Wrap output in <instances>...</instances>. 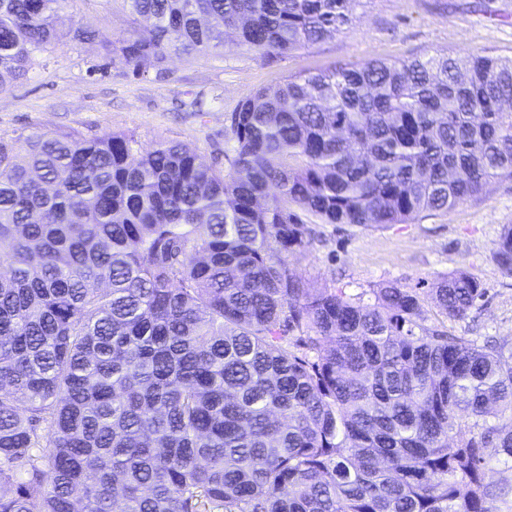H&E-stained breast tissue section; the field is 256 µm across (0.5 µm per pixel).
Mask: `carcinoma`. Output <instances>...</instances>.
I'll return each instance as SVG.
<instances>
[{
  "label": "carcinoma",
  "instance_id": "obj_1",
  "mask_svg": "<svg viewBox=\"0 0 512 512\" xmlns=\"http://www.w3.org/2000/svg\"><path fill=\"white\" fill-rule=\"evenodd\" d=\"M147 63L273 59L360 0H123ZM65 0H0V90ZM224 162L129 133L0 140V512H512V344L448 332L485 296L314 288L322 224H403L512 178V59L437 52L290 76L228 117ZM493 260L512 275V224ZM470 424L462 427V420Z\"/></svg>",
  "mask_w": 512,
  "mask_h": 512
}]
</instances>
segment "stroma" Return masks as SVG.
<instances>
[{
	"instance_id": "stroma-1",
	"label": "stroma",
	"mask_w": 512,
	"mask_h": 512,
	"mask_svg": "<svg viewBox=\"0 0 512 512\" xmlns=\"http://www.w3.org/2000/svg\"><path fill=\"white\" fill-rule=\"evenodd\" d=\"M471 0H361L356 21L332 39L270 61L244 47L172 57L133 76L104 50L128 34L122 0H66L65 16L96 33L92 42L64 40L46 64L0 92V139L76 129L131 132L140 149L173 139L212 162L230 138L227 117L261 88L288 76L371 59L407 60L438 51H491L512 58V0L499 15L471 11ZM210 101L208 112L193 102ZM512 224V180L437 216L405 224H320L306 253L288 257L291 272L318 286L357 294L391 281L427 293L437 277L464 270L487 290L468 316L450 323L457 336L512 342V276L492 253L502 225Z\"/></svg>"
}]
</instances>
